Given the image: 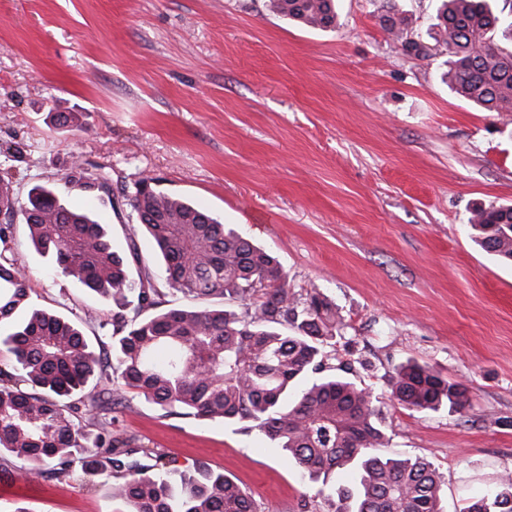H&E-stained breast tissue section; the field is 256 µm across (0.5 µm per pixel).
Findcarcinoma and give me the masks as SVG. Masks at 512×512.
Here are the masks:
<instances>
[{"mask_svg": "<svg viewBox=\"0 0 512 512\" xmlns=\"http://www.w3.org/2000/svg\"><path fill=\"white\" fill-rule=\"evenodd\" d=\"M434 40L448 50V84L488 112H512V48L494 43L495 32L512 43L509 12L497 0H440ZM274 11L304 26L336 23L335 0H271ZM382 27L409 55L426 58L431 47L405 34L404 19L381 17ZM62 128L82 126L81 114L57 112ZM65 184L123 199L136 224L153 241L165 266L168 293L191 301L159 309L165 296L153 281L136 238L113 245L106 225L72 209L55 189L37 184L17 208L13 182L0 176V214L21 212L31 245L62 275L112 301V319L99 330L112 354L97 353L79 325L35 305L28 278L11 246L13 222L0 224V350L13 371L0 369V454L29 474L56 462L71 478L123 474L117 495L128 512H257L247 490L220 472L190 473L161 454L147 470L128 460L129 441L102 429L88 441L73 415L79 404L104 409L105 391L85 392L106 374L164 408L197 418L238 423L314 481L338 470L353 485L327 497V512H444V474L423 458L377 453L389 444L379 423L378 398L350 378L351 363L337 360L343 327L336 305L319 289L297 293L278 260L228 224L138 178L112 188L107 172L72 167ZM471 237L485 251L512 260V206L476 208ZM220 298L219 308L209 304ZM391 398L415 411L471 407L469 388L415 362L396 370ZM464 512H512V477H501L473 498Z\"/></svg>", "mask_w": 512, "mask_h": 512, "instance_id": "1", "label": "carcinoma"}]
</instances>
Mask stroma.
<instances>
[{
    "instance_id": "obj_1",
    "label": "stroma",
    "mask_w": 512,
    "mask_h": 512,
    "mask_svg": "<svg viewBox=\"0 0 512 512\" xmlns=\"http://www.w3.org/2000/svg\"><path fill=\"white\" fill-rule=\"evenodd\" d=\"M437 0H337L330 30L276 14L270 0H0V175L19 202L74 162L113 183L143 173L232 225L281 263L295 290L317 287L344 327L338 353L380 399L383 455L421 457L446 476V512L512 473V263L470 238L474 208L512 205V118L454 94L448 51L407 55L381 26L396 12L429 40ZM54 112H80L59 128ZM114 245L129 206L79 190ZM133 233V232H132ZM33 299L81 322L91 344L110 301L12 244ZM470 388L463 414L389 399L407 360ZM117 405L78 413L176 466L224 473L258 512H325L319 483L257 432L163 409L105 383ZM0 512H124L117 480L33 478L6 461Z\"/></svg>"
}]
</instances>
